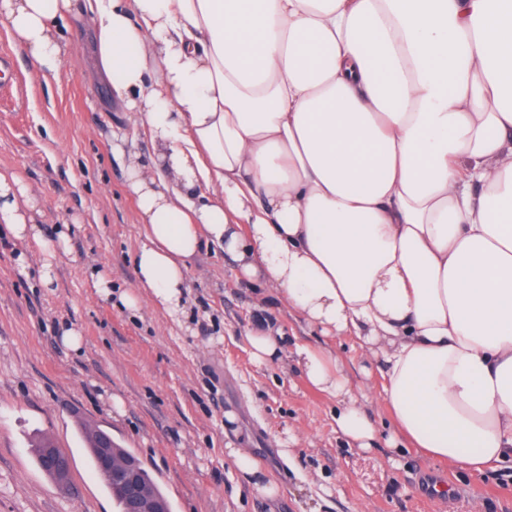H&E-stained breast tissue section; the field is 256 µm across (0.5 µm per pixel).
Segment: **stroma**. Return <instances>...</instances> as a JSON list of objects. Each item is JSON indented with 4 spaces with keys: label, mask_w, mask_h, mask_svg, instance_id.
I'll use <instances>...</instances> for the list:
<instances>
[{
    "label": "stroma",
    "mask_w": 512,
    "mask_h": 512,
    "mask_svg": "<svg viewBox=\"0 0 512 512\" xmlns=\"http://www.w3.org/2000/svg\"><path fill=\"white\" fill-rule=\"evenodd\" d=\"M92 38L91 23L76 22L63 69L47 80L0 26V172L31 187L42 230L23 249L0 233V512H116L93 471L89 428L144 463L172 512H512L511 462L475 478L391 447L379 359L240 282L222 247L204 246L190 263L183 316H167L145 290L132 311L97 294L94 270L116 289L137 284L144 224L126 168L163 148L110 98ZM62 234L56 283L42 287V245ZM262 321L284 347L265 365L249 344ZM67 328L80 332L79 349L64 344ZM299 346L337 360L378 430L373 447L348 446L337 433V401L308 383L293 356ZM37 432L69 454L74 495L37 467ZM233 448L253 453L275 495L242 479Z\"/></svg>",
    "instance_id": "obj_1"
}]
</instances>
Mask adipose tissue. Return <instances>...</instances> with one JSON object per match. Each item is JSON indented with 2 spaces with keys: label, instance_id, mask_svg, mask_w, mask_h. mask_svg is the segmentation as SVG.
Masks as SVG:
<instances>
[{
  "label": "adipose tissue",
  "instance_id": "obj_1",
  "mask_svg": "<svg viewBox=\"0 0 512 512\" xmlns=\"http://www.w3.org/2000/svg\"><path fill=\"white\" fill-rule=\"evenodd\" d=\"M115 100L165 146L128 165L138 285L171 316L204 239L382 361L398 432L478 475L512 461V0H0L42 77L78 16ZM0 173V225L39 237ZM336 429L377 430L336 367Z\"/></svg>",
  "mask_w": 512,
  "mask_h": 512
}]
</instances>
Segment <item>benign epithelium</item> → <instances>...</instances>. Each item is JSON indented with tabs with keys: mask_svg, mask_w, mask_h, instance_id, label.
<instances>
[{
	"mask_svg": "<svg viewBox=\"0 0 512 512\" xmlns=\"http://www.w3.org/2000/svg\"><path fill=\"white\" fill-rule=\"evenodd\" d=\"M115 448L116 444L108 433L95 432L97 468L121 504V512H168L164 501L150 493L142 463L134 455H122ZM42 467L58 488L68 493L71 487L68 458L56 448L47 447L43 450Z\"/></svg>",
	"mask_w": 512,
	"mask_h": 512,
	"instance_id": "1",
	"label": "benign epithelium"
}]
</instances>
